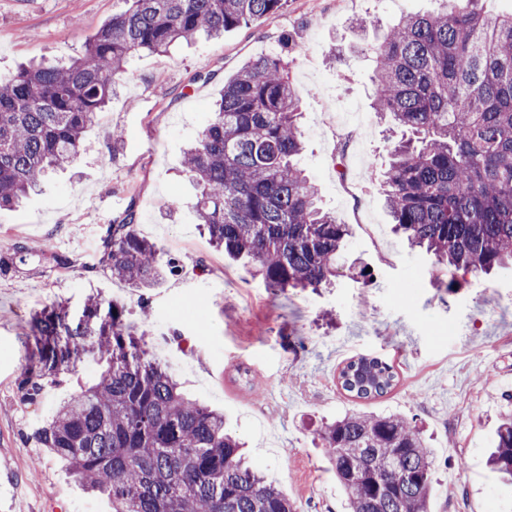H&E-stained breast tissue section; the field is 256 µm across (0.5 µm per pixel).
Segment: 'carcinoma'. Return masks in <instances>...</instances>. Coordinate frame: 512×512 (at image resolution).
<instances>
[{"instance_id": "cac0c4a2", "label": "carcinoma", "mask_w": 512, "mask_h": 512, "mask_svg": "<svg viewBox=\"0 0 512 512\" xmlns=\"http://www.w3.org/2000/svg\"><path fill=\"white\" fill-rule=\"evenodd\" d=\"M83 53L22 66L0 78V209L18 205L51 172L75 164L86 130L140 53L210 37L274 15L288 0H124ZM377 28L373 108L400 136L380 184L395 228L442 269L488 272L512 264V13L483 0H441ZM300 104L279 53L250 61L224 84L216 112L185 152L197 187V223L218 249L245 259L269 288L331 283L349 228L318 204L299 165ZM33 249L0 250V274ZM99 263L133 288H157L174 272L141 236L127 209L109 225ZM89 353L108 367L61 403L38 431L112 512H296L247 464L224 415L188 399L153 360L123 306L92 298L81 315L54 303L32 314L18 380L26 401L78 371ZM393 365L370 356L340 369L358 399L395 387ZM318 436L349 512H430L433 468L422 430L397 414L349 412ZM490 468L512 484V409L501 413Z\"/></svg>"}]
</instances>
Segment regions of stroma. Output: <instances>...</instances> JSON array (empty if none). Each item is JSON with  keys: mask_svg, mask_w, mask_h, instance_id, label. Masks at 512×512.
Returning a JSON list of instances; mask_svg holds the SVG:
<instances>
[{"mask_svg": "<svg viewBox=\"0 0 512 512\" xmlns=\"http://www.w3.org/2000/svg\"><path fill=\"white\" fill-rule=\"evenodd\" d=\"M122 0H0V76L32 57L79 55ZM436 0H288L278 15L223 37H197L162 55L134 58L121 87L87 130L78 163L50 175L21 207L0 210V247L49 246L75 259L63 269L32 262L0 276V466L15 481V512H112L43 448L36 431L61 401L94 382L106 363L87 355L33 403L17 390L30 314L57 301L80 312L88 297L124 305L129 324L190 396L220 410L256 468L297 512H345L317 431L364 410L397 413L423 428L432 453L430 512H512V488L485 464L498 415L512 394V268L452 274L397 235L380 191L397 138L371 107L373 65L362 55L374 27L436 10ZM291 38L300 100L299 159L327 211L349 225L339 273L327 288L276 292L244 263L225 258L197 224L183 155L212 117L224 83ZM122 130L120 149L112 133ZM346 145V174L334 161ZM181 198L166 215L160 203ZM134 209L139 233L177 268L157 288L112 278L98 260L106 228ZM367 264L370 284L353 278ZM393 364L398 383L364 402L337 376L349 359Z\"/></svg>", "mask_w": 512, "mask_h": 512, "instance_id": "35a3bbf8", "label": "stroma"}]
</instances>
